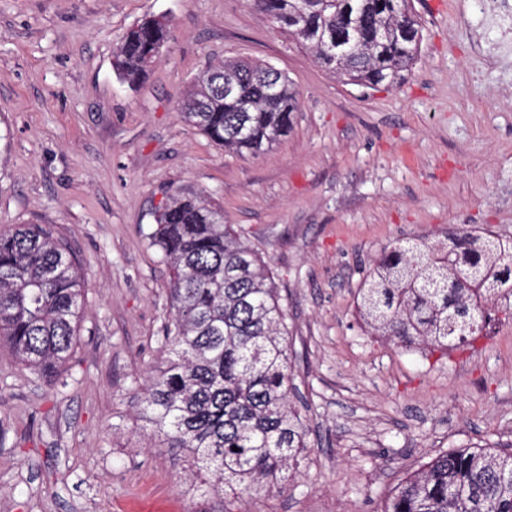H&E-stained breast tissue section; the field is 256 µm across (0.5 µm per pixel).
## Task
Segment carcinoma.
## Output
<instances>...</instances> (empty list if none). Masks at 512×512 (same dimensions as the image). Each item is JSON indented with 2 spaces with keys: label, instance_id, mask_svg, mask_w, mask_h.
Returning <instances> with one entry per match:
<instances>
[{
  "label": "carcinoma",
  "instance_id": "obj_1",
  "mask_svg": "<svg viewBox=\"0 0 512 512\" xmlns=\"http://www.w3.org/2000/svg\"><path fill=\"white\" fill-rule=\"evenodd\" d=\"M251 2L353 84L393 86L418 58L422 30L410 0L395 8L391 0ZM336 36L352 48L331 62L322 43ZM169 37L163 17L131 27L113 55L120 81L143 82ZM265 66L206 67L180 117L237 154L272 146L288 134L298 91L283 72L269 91L257 78ZM219 78L236 93L224 95ZM151 239L169 269L172 316L141 418L209 476L224 509L268 497L297 474L308 448L306 420L290 399L286 314L269 264L197 195L167 196ZM82 297L68 249L46 228L0 233V342L49 385L71 356ZM511 299L512 238L479 228L397 241L376 260L357 305L365 335L428 350L468 343L496 314L512 315ZM382 512H512V452L442 453L401 482Z\"/></svg>",
  "mask_w": 512,
  "mask_h": 512
}]
</instances>
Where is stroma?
Masks as SVG:
<instances>
[{"label":"stroma","instance_id":"obj_1","mask_svg":"<svg viewBox=\"0 0 512 512\" xmlns=\"http://www.w3.org/2000/svg\"><path fill=\"white\" fill-rule=\"evenodd\" d=\"M485 0H412L400 84H351L249 0H0V232L41 224L84 284L70 363L47 385L0 345V512H223L138 416L171 317L150 241L175 192L202 195L270 263L288 314L300 474L235 512H381L438 453L512 446V318L452 350L365 335L356 297L396 241L478 226L512 237V54L483 50ZM165 17L138 87L113 55ZM263 60L299 92L287 136L225 152L179 116L194 78Z\"/></svg>","mask_w":512,"mask_h":512}]
</instances>
